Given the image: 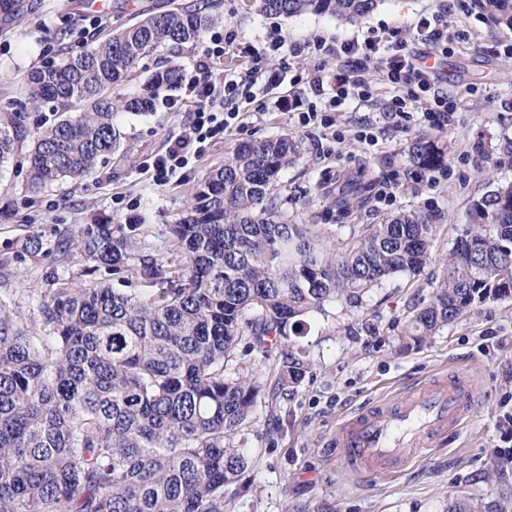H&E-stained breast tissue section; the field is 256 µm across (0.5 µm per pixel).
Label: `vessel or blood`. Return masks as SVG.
Segmentation results:
<instances>
[{
	"instance_id": "1",
	"label": "vessel or blood",
	"mask_w": 512,
	"mask_h": 512,
	"mask_svg": "<svg viewBox=\"0 0 512 512\" xmlns=\"http://www.w3.org/2000/svg\"><path fill=\"white\" fill-rule=\"evenodd\" d=\"M475 405L462 373L435 376L396 401H377L347 419L336 432L341 463L354 473L389 476L424 455Z\"/></svg>"
}]
</instances>
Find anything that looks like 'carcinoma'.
Segmentation results:
<instances>
[{"mask_svg": "<svg viewBox=\"0 0 512 512\" xmlns=\"http://www.w3.org/2000/svg\"><path fill=\"white\" fill-rule=\"evenodd\" d=\"M284 17L308 12L360 20L381 0H250ZM512 32V0H472ZM33 0H0V23ZM213 6L174 4L93 47L27 76L28 99L53 120L0 112V168L26 149L34 191L90 175L122 145L120 112H147L181 71L154 72L143 88H112L162 44H194ZM452 142L421 132L408 146L424 170L448 161ZM298 145L286 136L240 145L212 171L170 232L182 252L147 253L137 224H80L55 241L33 231L18 261L45 267L48 288L21 308L0 290V512H224L227 489L247 488L235 437L265 398L294 393L311 364L292 337L338 299L359 304L433 256L439 215L399 211L328 252L314 224L278 206L280 171ZM469 224L443 260L434 300L405 318L403 345L420 346L472 309L512 300V183L486 176ZM80 281L70 282L69 268ZM136 281L114 288L104 275ZM272 361L265 375L229 368L237 354Z\"/></svg>", "mask_w": 512, "mask_h": 512, "instance_id": "1", "label": "carcinoma"}]
</instances>
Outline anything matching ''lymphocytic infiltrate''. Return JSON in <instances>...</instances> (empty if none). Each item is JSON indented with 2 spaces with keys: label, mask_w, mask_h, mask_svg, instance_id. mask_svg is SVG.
Masks as SVG:
<instances>
[{
  "label": "lymphocytic infiltrate",
  "mask_w": 512,
  "mask_h": 512,
  "mask_svg": "<svg viewBox=\"0 0 512 512\" xmlns=\"http://www.w3.org/2000/svg\"><path fill=\"white\" fill-rule=\"evenodd\" d=\"M412 40L388 32L327 46L322 39H314L312 48L317 54L336 58V71L326 74L324 68L311 72L289 73L286 70L268 71L253 67L246 72L228 73L216 77L215 66L227 51L240 48L234 25L225 24L223 31L212 33L201 52L194 57L192 72L181 84L179 96L169 98L168 107H179L188 101L194 106L187 129L169 139L161 151L149 156L144 167L153 174L156 184L163 185L199 159L209 144L223 138L227 132L240 127L245 116L242 103L270 97L282 83H289L295 92L276 99V107L284 112H298L302 125L333 128V116L349 102L368 101L372 87L369 82L354 78L353 71L365 60L381 56L382 75L392 96L386 117L394 124L410 118L416 105L429 101L423 112L432 124L447 125L457 103L440 85L437 66L428 62L429 55L447 52L454 34L444 20L443 12L420 16L413 26Z\"/></svg>",
  "instance_id": "lymphocytic-infiltrate-1"
}]
</instances>
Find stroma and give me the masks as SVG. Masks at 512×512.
<instances>
[{"mask_svg":"<svg viewBox=\"0 0 512 512\" xmlns=\"http://www.w3.org/2000/svg\"><path fill=\"white\" fill-rule=\"evenodd\" d=\"M36 11L0 28V111L24 104L30 119L46 109L28 101L25 79L32 70L62 55L85 50L122 25L169 9L171 0H107L108 20L84 33L86 0H34ZM222 20L234 24L242 44L263 48L271 30L289 43L323 38L333 45L363 39L370 30L408 36L424 13L446 10L448 25L463 30L440 69L457 110L440 134L454 140L450 173L421 170L408 160L415 134L431 130L422 113L395 127L384 109L391 91L376 84L372 98L340 117L344 133L323 151L324 132L300 126L296 116L253 103L244 125L213 142L205 154L169 183L155 185L143 161L161 150L186 125L192 104L179 109L156 101L145 114L120 113L123 145L91 176L59 187L29 190L24 172L0 175V205L12 201L10 220H0V257L7 245L35 231L47 239L77 224L97 220L137 224L150 254L175 251L169 232L193 201L211 171L223 166L241 143L287 135L301 158L279 175L278 200L295 224H317L322 242L339 251L356 224H374L402 210L439 213L432 254L419 275L386 279L362 304H327L314 314L298 343L311 369L297 391L276 407L258 403L252 427L239 447L250 461L247 491L226 493L224 512H448L452 502L472 503L476 512H512V301L472 310L419 347L401 348L398 337L413 303L432 300L442 278V261L468 222V208L485 185L486 169L512 181V158L499 146L512 138V35L489 27L471 6L452 0H381L371 14L350 24L327 14L260 16L247 0H221ZM269 68L310 70L336 66L333 57L304 52L291 57L265 51L261 60L226 54L218 70ZM374 126L375 139L363 144L354 122ZM399 187L393 200L379 199L383 185ZM459 371L470 377L478 408L441 446L391 479L372 480L349 472L336 456V429L353 412L380 398L396 399L413 379Z\"/></svg>","mask_w":512,"mask_h":512,"instance_id":"1","label":"stroma"}]
</instances>
